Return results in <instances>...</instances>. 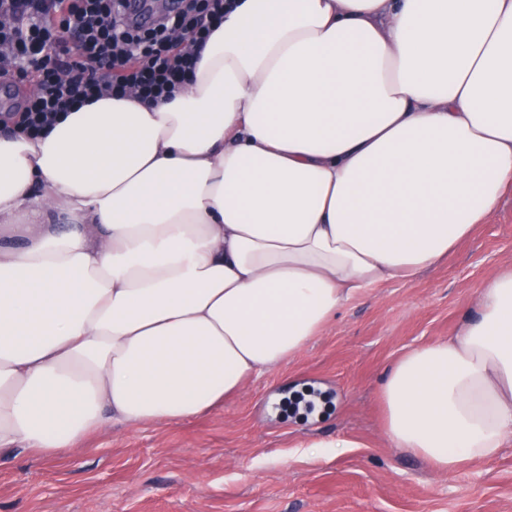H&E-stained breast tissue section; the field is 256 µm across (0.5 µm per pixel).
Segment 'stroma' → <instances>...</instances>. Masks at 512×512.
Returning a JSON list of instances; mask_svg holds the SVG:
<instances>
[{
    "label": "stroma",
    "instance_id": "1",
    "mask_svg": "<svg viewBox=\"0 0 512 512\" xmlns=\"http://www.w3.org/2000/svg\"><path fill=\"white\" fill-rule=\"evenodd\" d=\"M508 266L511 196L440 265L351 299L222 407L173 424L111 420L51 459L1 449L0 512H512V444L442 473L392 445L380 402L393 362L455 335Z\"/></svg>",
    "mask_w": 512,
    "mask_h": 512
}]
</instances>
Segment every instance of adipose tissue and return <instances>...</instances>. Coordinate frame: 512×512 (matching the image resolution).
<instances>
[{
    "mask_svg": "<svg viewBox=\"0 0 512 512\" xmlns=\"http://www.w3.org/2000/svg\"><path fill=\"white\" fill-rule=\"evenodd\" d=\"M169 101L0 134V448L203 415L512 193V0H230ZM436 470L512 443V269L381 389Z\"/></svg>",
    "mask_w": 512,
    "mask_h": 512,
    "instance_id": "adipose-tissue-1",
    "label": "adipose tissue"
}]
</instances>
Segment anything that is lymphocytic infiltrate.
<instances>
[{
    "instance_id": "lymphocytic-infiltrate-1",
    "label": "lymphocytic infiltrate",
    "mask_w": 512,
    "mask_h": 512,
    "mask_svg": "<svg viewBox=\"0 0 512 512\" xmlns=\"http://www.w3.org/2000/svg\"><path fill=\"white\" fill-rule=\"evenodd\" d=\"M225 0H183L181 11L148 30L136 29L116 0H0V78L35 89L0 130L35 135L59 113L103 97H174L224 21ZM79 33L75 47L63 29Z\"/></svg>"
}]
</instances>
